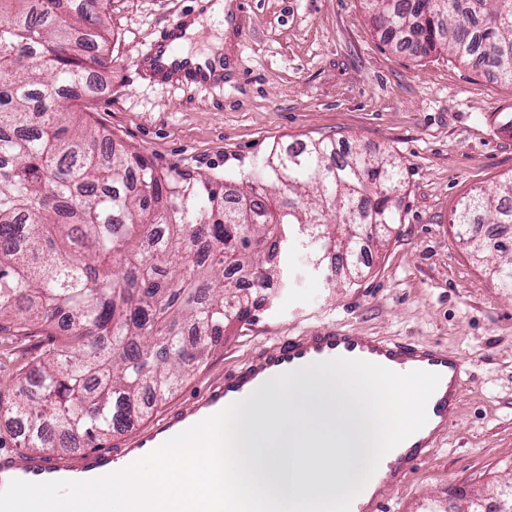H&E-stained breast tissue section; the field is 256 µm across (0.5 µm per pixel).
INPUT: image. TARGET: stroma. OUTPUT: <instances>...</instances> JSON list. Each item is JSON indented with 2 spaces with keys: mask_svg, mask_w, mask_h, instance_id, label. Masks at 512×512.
<instances>
[{
  "mask_svg": "<svg viewBox=\"0 0 512 512\" xmlns=\"http://www.w3.org/2000/svg\"><path fill=\"white\" fill-rule=\"evenodd\" d=\"M201 0H110L112 63L77 109L115 147L215 179H240L273 145L329 136L400 160L401 219L364 244L361 276L328 282L301 246L283 283L237 324L159 410L185 404L209 378L283 337L341 326L438 344L468 361L448 433L385 512H461L463 496L498 512L512 483V295L498 288L456 235L467 194L512 177V83L439 52H396L363 0H249L226 46L220 87L187 89L144 78L134 64L161 28L199 13ZM37 339L0 337V390L35 364Z\"/></svg>",
  "mask_w": 512,
  "mask_h": 512,
  "instance_id": "1",
  "label": "stroma"
}]
</instances>
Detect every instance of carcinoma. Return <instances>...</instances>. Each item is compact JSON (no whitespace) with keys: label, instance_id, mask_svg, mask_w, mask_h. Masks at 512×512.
<instances>
[{"label":"carcinoma","instance_id":"1","mask_svg":"<svg viewBox=\"0 0 512 512\" xmlns=\"http://www.w3.org/2000/svg\"><path fill=\"white\" fill-rule=\"evenodd\" d=\"M384 43L446 52L512 82V0H364ZM104 0H0V333L46 335L38 362L0 394L30 453L96 448L163 400L248 318L301 243L312 265L353 260L364 228L399 219L401 164L336 139L276 145L237 192L162 172L73 109L108 59ZM138 184L129 183L131 171ZM452 223L512 292V177L463 197Z\"/></svg>","mask_w":512,"mask_h":512}]
</instances>
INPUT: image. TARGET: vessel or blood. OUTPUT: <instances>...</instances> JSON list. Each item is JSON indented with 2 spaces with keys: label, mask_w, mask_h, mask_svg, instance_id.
<instances>
[{
  "label": "vessel or blood",
  "mask_w": 512,
  "mask_h": 512,
  "mask_svg": "<svg viewBox=\"0 0 512 512\" xmlns=\"http://www.w3.org/2000/svg\"><path fill=\"white\" fill-rule=\"evenodd\" d=\"M186 28V20L173 23L148 51L136 58V65L161 85L192 87L223 83L222 56L182 50ZM338 357L375 363L399 374L423 370L440 376L427 405L426 424L383 456L350 505V512H384L385 489L404 483L453 423L461 402L467 361L461 354L438 345L373 336L334 325L285 338L226 369L224 374L201 386L187 404L133 430L118 450L82 448L68 454L47 450L22 457L11 453L0 455V489L14 479L86 481L118 472L181 431L246 398L267 380L313 362Z\"/></svg>",
  "instance_id": "vessel-or-blood-1"
}]
</instances>
